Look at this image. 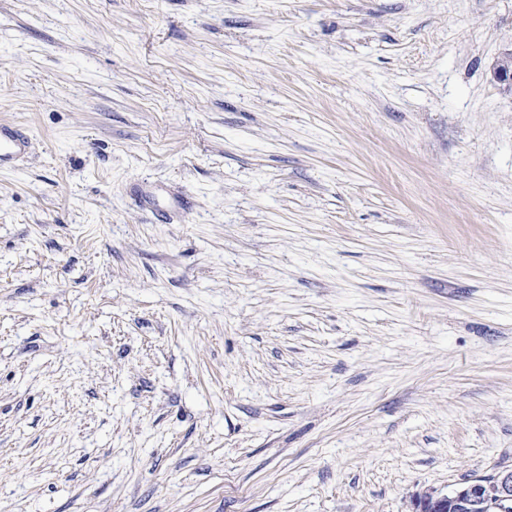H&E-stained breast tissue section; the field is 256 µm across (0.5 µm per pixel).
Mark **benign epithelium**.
Listing matches in <instances>:
<instances>
[{
    "instance_id": "1",
    "label": "benign epithelium",
    "mask_w": 512,
    "mask_h": 512,
    "mask_svg": "<svg viewBox=\"0 0 512 512\" xmlns=\"http://www.w3.org/2000/svg\"><path fill=\"white\" fill-rule=\"evenodd\" d=\"M494 79L512 86V49L505 50L494 68ZM416 512H487L491 507L507 512L512 506V470L499 471L464 483L448 496L424 489L413 500Z\"/></svg>"
}]
</instances>
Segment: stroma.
<instances>
[{
    "label": "stroma",
    "mask_w": 512,
    "mask_h": 512,
    "mask_svg": "<svg viewBox=\"0 0 512 512\" xmlns=\"http://www.w3.org/2000/svg\"><path fill=\"white\" fill-rule=\"evenodd\" d=\"M512 0H0V512H413L512 470ZM26 147L27 141L23 136L0 127V167L18 158Z\"/></svg>",
    "instance_id": "obj_1"
}]
</instances>
